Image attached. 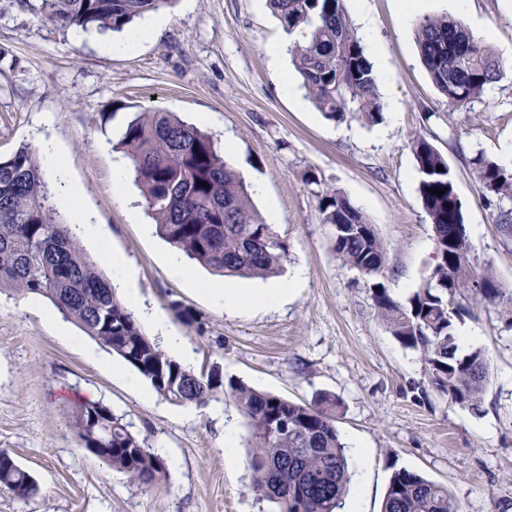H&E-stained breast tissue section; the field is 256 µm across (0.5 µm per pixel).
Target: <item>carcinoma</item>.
Here are the masks:
<instances>
[{
  "instance_id": "1",
  "label": "carcinoma",
  "mask_w": 512,
  "mask_h": 512,
  "mask_svg": "<svg viewBox=\"0 0 512 512\" xmlns=\"http://www.w3.org/2000/svg\"><path fill=\"white\" fill-rule=\"evenodd\" d=\"M167 0H41L51 22L83 30L119 33ZM287 33L302 38L291 48L293 65L315 107L329 120L355 113L375 124L382 118L378 81L344 0H270ZM422 61L448 105L478 100L503 78L491 48L458 19L425 17L417 23ZM116 147L130 160L157 232L190 260L224 277L267 278L287 259L283 241L254 209L243 177L214 138L167 112H136ZM420 196L433 231L437 263L430 279L403 304L377 281L387 250L359 208L340 192L316 195L321 221L333 228L332 247L346 266L373 280L378 317L403 345L419 351L432 382L448 399L476 409L488 383L482 350L458 354L456 323L467 303L504 304L489 269L471 259L462 205L445 157L415 137ZM442 170H436L437 166ZM473 165L488 201L512 236V170L477 156ZM204 181L208 186L197 185ZM438 187L442 195L430 192ZM56 186L43 174L37 152L19 147L0 159V290L41 295L86 335L133 366L154 390L176 405L207 403L222 392L247 421L252 489L276 512H337L352 481L346 449L336 426L339 403L320 394L295 403L217 370L196 374L169 357L141 330L112 283L83 251L61 218ZM73 428L80 445L100 443L97 458L130 480L151 486L165 474L163 460L144 446L122 419L99 402L79 405ZM0 488L20 498L37 493L33 476L0 449ZM382 512H458L448 488L406 469L395 472Z\"/></svg>"
}]
</instances>
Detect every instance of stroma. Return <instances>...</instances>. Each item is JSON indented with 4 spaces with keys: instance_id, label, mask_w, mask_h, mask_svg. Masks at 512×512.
Listing matches in <instances>:
<instances>
[{
    "instance_id": "1",
    "label": "stroma",
    "mask_w": 512,
    "mask_h": 512,
    "mask_svg": "<svg viewBox=\"0 0 512 512\" xmlns=\"http://www.w3.org/2000/svg\"><path fill=\"white\" fill-rule=\"evenodd\" d=\"M39 0H0V157L21 145L38 154L64 214L80 210V243L106 276L110 257L132 271L146 309L192 351L190 370L219 366L225 379L294 402L320 393L340 404L337 428L353 478L347 500L380 512L393 473L408 469L447 486L460 512H512V322L473 303L456 324L476 334L489 369L479 411L451 403L430 382L420 353L378 318L370 281L336 257L315 194H344L387 248L381 278L400 302L437 262L431 221L410 147L423 136L447 159L477 268L512 298V237L497 227L472 165L503 162L512 148V0H345L378 76L383 118L324 117L305 97L289 57L268 53L284 28L268 0H173L138 19L153 34H126L46 20ZM462 20L504 66L503 78L463 108L433 84L416 22ZM172 112L211 133L250 186L254 208L288 247L281 274L229 278L238 288L282 287L273 308L225 310L209 295L220 275L184 262L161 239L115 150L131 113ZM96 401L145 438L166 464L151 487L132 482L83 449L75 405ZM245 421L223 395L203 406L162 398L135 368L65 320L37 295L0 291V448L33 475L38 492L0 491V512H273L251 488L250 455L224 462V429Z\"/></svg>"
}]
</instances>
